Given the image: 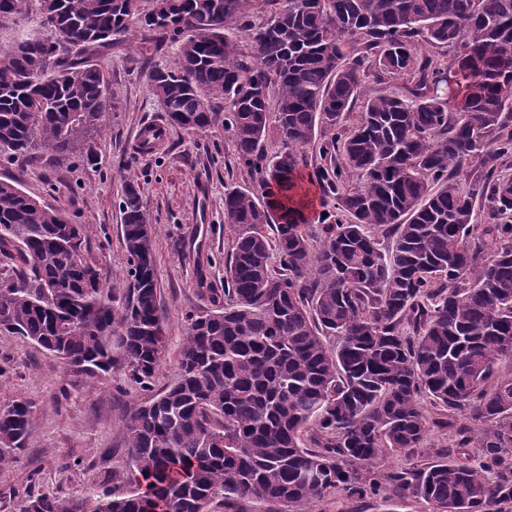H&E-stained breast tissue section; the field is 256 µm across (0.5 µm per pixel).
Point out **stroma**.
<instances>
[{"mask_svg":"<svg viewBox=\"0 0 512 512\" xmlns=\"http://www.w3.org/2000/svg\"><path fill=\"white\" fill-rule=\"evenodd\" d=\"M147 38L142 31L136 40L96 52L110 85L103 125L94 136L98 165L77 158L58 162L45 149L21 163L0 158V181L17 184L42 205L87 225L89 257L107 279L117 281L126 279L128 270L119 201L126 182L138 185L153 222L167 349L146 392L121 367L92 378L19 336L0 333V406L24 400L34 411L28 448L17 462L0 469V512H17L29 492L82 496L124 488L126 419L133 407L175 380L185 316L211 307L199 291L198 277L206 276L216 288L224 285L233 240V230L224 222V190L258 184L257 175L241 165L223 120L201 132L171 124L148 90L146 71L172 67L177 47L166 39L154 41L140 65L136 59ZM153 124L163 127L164 137L147 151L140 137ZM458 438L456 429L433 428L427 447L389 451L377 470L384 475L424 467L445 457ZM314 512H428V505L385 483L361 500L329 494Z\"/></svg>","mask_w":512,"mask_h":512,"instance_id":"stroma-1","label":"stroma"}]
</instances>
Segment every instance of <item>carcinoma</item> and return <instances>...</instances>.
Returning <instances> with one entry per match:
<instances>
[{
    "label": "carcinoma",
    "instance_id": "obj_1",
    "mask_svg": "<svg viewBox=\"0 0 512 512\" xmlns=\"http://www.w3.org/2000/svg\"><path fill=\"white\" fill-rule=\"evenodd\" d=\"M65 30L0 48V157L48 148L93 164L109 83L97 48L142 28L179 43L148 87L176 125L208 128L214 99L258 189L224 191L234 230L224 288L199 287L212 309L186 316L178 377L134 408L120 492L29 495L20 512H207L217 497L313 512L336 490H378L366 465L389 449L424 448L430 426L456 415L483 426L449 455L386 475L431 512H499L512 476L487 475L512 456V0H274L265 22L242 23L252 0H39ZM246 45L231 36L236 30ZM453 50L447 63L420 43ZM358 43L364 54L354 55ZM404 79L371 91L367 67ZM362 111L344 131L356 103ZM275 125L278 150L262 142ZM319 145L317 235L282 202ZM483 174L468 179L464 163ZM488 222L474 223L476 201ZM128 282L85 257V225L0 181V332L23 337L90 376L119 364L147 388L166 347L157 302L153 224L139 187L119 202ZM391 237L380 247L379 234ZM281 257L272 264L273 253ZM448 412L432 419L424 403ZM31 404L0 406V468L27 447ZM313 431L310 444L303 436Z\"/></svg>",
    "mask_w": 512,
    "mask_h": 512
}]
</instances>
